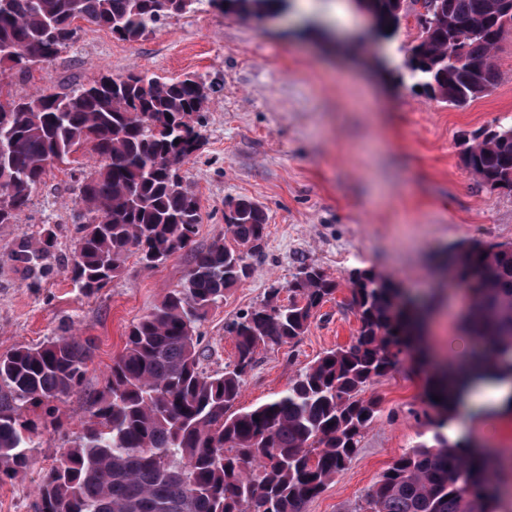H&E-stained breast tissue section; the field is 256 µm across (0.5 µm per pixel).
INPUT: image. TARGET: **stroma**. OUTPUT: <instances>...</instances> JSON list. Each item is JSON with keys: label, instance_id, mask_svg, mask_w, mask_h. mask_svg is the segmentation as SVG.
Masks as SVG:
<instances>
[{"label": "stroma", "instance_id": "obj_1", "mask_svg": "<svg viewBox=\"0 0 512 512\" xmlns=\"http://www.w3.org/2000/svg\"><path fill=\"white\" fill-rule=\"evenodd\" d=\"M312 4L331 27H305L299 8L260 23L204 5L134 42L84 22L53 62L1 73L0 84L18 96L62 95L101 71L193 74L223 84L206 103L201 147L182 167L202 216L196 241L230 242L224 214L232 199L258 202L268 226L250 278L227 291L200 327L204 369L220 372L233 361L227 326L261 303L270 285L287 283L305 265L339 285L297 342L259 351L239 407L272 398L297 370L352 342L358 322L345 305L353 270L391 277L406 299H439L423 330L432 361L404 363L367 388L366 397L379 402L376 420L347 469L306 506L351 512L385 469L431 436L425 390L436 357L459 353L471 301L467 282L448 268L449 247L512 244V192L485 189L460 160L478 136L512 121V34L495 52L498 83L455 108L420 91L404 66L419 34L414 18L394 38L373 43L361 38L362 19L348 0ZM78 195L70 165H58L16 222L0 224V355L74 326L96 346L83 382L93 391L104 385L128 328L183 283L188 261L176 256L146 269L131 256L105 288L80 293L66 271ZM46 226L54 232L46 268L28 270L13 250L37 242ZM57 414L62 429L40 428L27 469L0 480V512H33L36 487L79 433L87 406L74 396Z\"/></svg>", "mask_w": 512, "mask_h": 512}]
</instances>
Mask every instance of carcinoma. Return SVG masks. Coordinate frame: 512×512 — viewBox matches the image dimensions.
Masks as SVG:
<instances>
[{
	"instance_id": "1",
	"label": "carcinoma",
	"mask_w": 512,
	"mask_h": 512,
	"mask_svg": "<svg viewBox=\"0 0 512 512\" xmlns=\"http://www.w3.org/2000/svg\"><path fill=\"white\" fill-rule=\"evenodd\" d=\"M291 2L0 0V52L9 50L0 72L51 62L76 36L77 20L136 41L195 5L265 21ZM368 7L390 39L414 16L419 35L405 67L432 98L464 106L494 87L493 54L512 33V0H368ZM217 92L195 77L108 72L64 95L16 98L0 86L14 106L0 111V224L28 207L49 158L65 163L88 146L94 171L77 178L79 237L67 267L74 286L86 295L101 290L133 254L146 268L189 258L185 283L129 329L102 389H84L94 344L69 330L0 356V478L28 467L38 424L22 419L24 409L53 411L76 394L88 407L78 441L39 485L34 512H305L346 469L377 416V401L362 393L411 355L420 312L407 308L393 279L365 270L349 278L359 321L352 343L325 352L266 402L236 407L257 350L304 335L337 291L334 279L308 265L231 323L233 365L214 375L201 369L196 324L251 276L267 228L265 210L239 198L226 220L237 247L200 248L195 240L199 206L176 165L199 149L203 103ZM462 160L487 189L512 191V124L467 147ZM53 242L45 229L38 246L17 244L15 258L40 267ZM450 261L475 297L466 332L481 349L469 356L496 372L506 357L512 377V244L475 242ZM434 388L431 439L395 460L352 512H496L497 464L442 433L446 387Z\"/></svg>"
}]
</instances>
